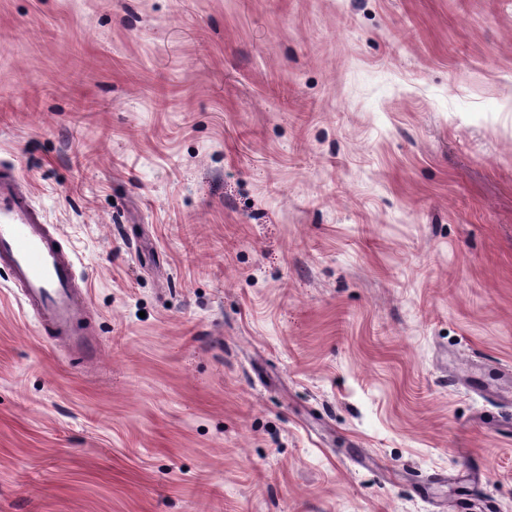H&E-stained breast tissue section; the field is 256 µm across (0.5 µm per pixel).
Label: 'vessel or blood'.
Returning a JSON list of instances; mask_svg holds the SVG:
<instances>
[{"label":"vessel or blood","mask_w":512,"mask_h":512,"mask_svg":"<svg viewBox=\"0 0 512 512\" xmlns=\"http://www.w3.org/2000/svg\"><path fill=\"white\" fill-rule=\"evenodd\" d=\"M0 262L11 268L47 335L85 357L98 355V341L80 326L86 306L73 287L74 260L7 166H0Z\"/></svg>","instance_id":"vessel-or-blood-1"}]
</instances>
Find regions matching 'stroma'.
<instances>
[{
	"instance_id": "1",
	"label": "stroma",
	"mask_w": 512,
	"mask_h": 512,
	"mask_svg": "<svg viewBox=\"0 0 512 512\" xmlns=\"http://www.w3.org/2000/svg\"><path fill=\"white\" fill-rule=\"evenodd\" d=\"M0 512H512V0H0ZM0 262L11 268L26 306L47 336L85 357L98 355V341L78 327L86 306L73 287L74 260L34 207L30 193L20 189L19 176L7 166H0Z\"/></svg>"
}]
</instances>
